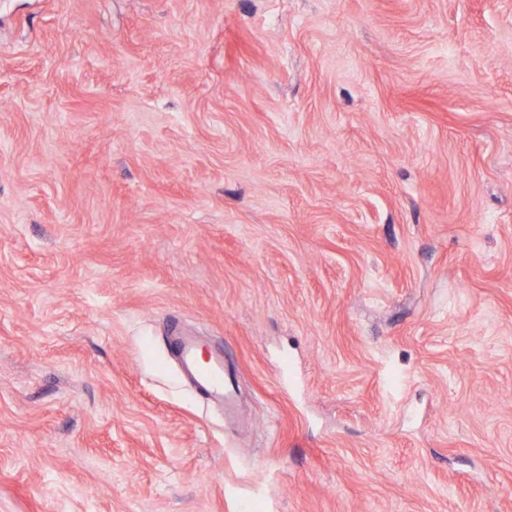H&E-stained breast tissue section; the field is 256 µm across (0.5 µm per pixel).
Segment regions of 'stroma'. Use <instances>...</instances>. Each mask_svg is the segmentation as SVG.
I'll use <instances>...</instances> for the list:
<instances>
[{"label": "stroma", "mask_w": 512, "mask_h": 512, "mask_svg": "<svg viewBox=\"0 0 512 512\" xmlns=\"http://www.w3.org/2000/svg\"><path fill=\"white\" fill-rule=\"evenodd\" d=\"M245 506L512 512V0H0V512ZM170 346L198 392L205 398L221 400L224 416L231 415L236 406L237 384L226 370L224 352L209 353L208 361L203 364L202 346L194 337L177 329L171 333Z\"/></svg>", "instance_id": "1"}]
</instances>
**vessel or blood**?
<instances>
[{
  "mask_svg": "<svg viewBox=\"0 0 512 512\" xmlns=\"http://www.w3.org/2000/svg\"><path fill=\"white\" fill-rule=\"evenodd\" d=\"M170 346L198 392L205 398L221 400L225 414H232L237 384L225 367L223 353L215 352L209 358H202L199 342L177 330L171 333Z\"/></svg>",
  "mask_w": 512,
  "mask_h": 512,
  "instance_id": "vessel-or-blood-1",
  "label": "vessel or blood"
}]
</instances>
